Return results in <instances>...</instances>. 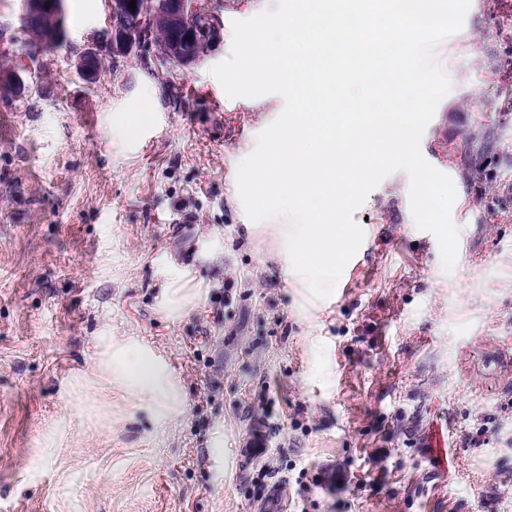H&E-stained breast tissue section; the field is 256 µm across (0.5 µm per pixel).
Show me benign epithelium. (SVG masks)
Wrapping results in <instances>:
<instances>
[{
	"label": "benign epithelium",
	"instance_id": "7a95c632",
	"mask_svg": "<svg viewBox=\"0 0 512 512\" xmlns=\"http://www.w3.org/2000/svg\"><path fill=\"white\" fill-rule=\"evenodd\" d=\"M22 27H38L43 33L42 50H50L57 42L67 39L64 0H24ZM130 0H108L107 26L94 34L86 46L68 58L70 69L87 86L95 85L108 62L116 69L124 59L140 48L151 51L144 61L166 71L187 72L200 58L184 50L187 42L197 38L209 49L221 42L222 25L219 13L208 0H151L129 9ZM200 17L202 24L190 30L191 19ZM169 29L173 38L157 39L162 28ZM40 70L27 65L22 70L0 68V89L29 93L39 79Z\"/></svg>",
	"mask_w": 512,
	"mask_h": 512
}]
</instances>
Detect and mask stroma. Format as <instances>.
<instances>
[{
  "label": "stroma",
  "mask_w": 512,
  "mask_h": 512,
  "mask_svg": "<svg viewBox=\"0 0 512 512\" xmlns=\"http://www.w3.org/2000/svg\"><path fill=\"white\" fill-rule=\"evenodd\" d=\"M274 5L224 0L222 42L188 72L136 54L89 93L48 52L43 90L0 102V512H262L280 484L287 512H512V0H472L434 51L453 87L421 151L455 184L467 250L444 271L396 172L323 300L292 270L290 220L251 222L225 178L284 101L228 97L211 69L233 21ZM64 6L77 50L107 4ZM21 13L0 0V57L28 40ZM484 114L487 191L458 153ZM180 213L194 224L169 228Z\"/></svg>",
  "instance_id": "35a3bbf8"
}]
</instances>
